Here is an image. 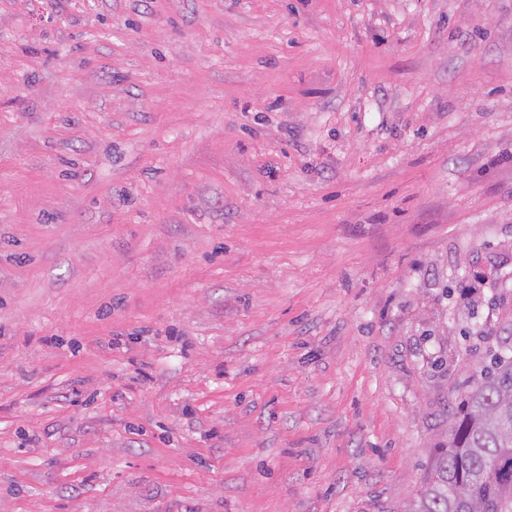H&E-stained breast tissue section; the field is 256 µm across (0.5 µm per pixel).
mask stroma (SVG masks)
<instances>
[{
  "instance_id": "obj_1",
  "label": "stroma",
  "mask_w": 512,
  "mask_h": 512,
  "mask_svg": "<svg viewBox=\"0 0 512 512\" xmlns=\"http://www.w3.org/2000/svg\"><path fill=\"white\" fill-rule=\"evenodd\" d=\"M512 346V0H0V512H415Z\"/></svg>"
}]
</instances>
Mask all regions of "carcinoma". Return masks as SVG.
Masks as SVG:
<instances>
[{
  "label": "carcinoma",
  "mask_w": 512,
  "mask_h": 512,
  "mask_svg": "<svg viewBox=\"0 0 512 512\" xmlns=\"http://www.w3.org/2000/svg\"><path fill=\"white\" fill-rule=\"evenodd\" d=\"M416 512H512L511 356H493L452 413Z\"/></svg>",
  "instance_id": "carcinoma-1"
}]
</instances>
